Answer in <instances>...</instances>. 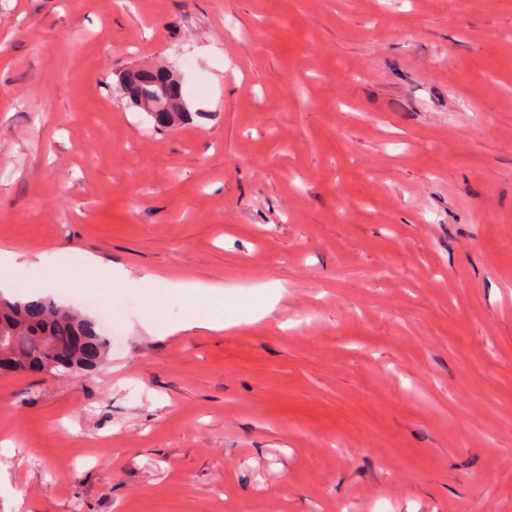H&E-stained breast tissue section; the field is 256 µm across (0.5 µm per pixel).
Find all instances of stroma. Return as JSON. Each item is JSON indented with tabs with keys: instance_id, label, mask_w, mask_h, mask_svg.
<instances>
[{
	"instance_id": "stroma-1",
	"label": "stroma",
	"mask_w": 512,
	"mask_h": 512,
	"mask_svg": "<svg viewBox=\"0 0 512 512\" xmlns=\"http://www.w3.org/2000/svg\"><path fill=\"white\" fill-rule=\"evenodd\" d=\"M0 249L112 309L0 372V512H512V0H0ZM169 73L172 81L176 83H180L179 81H182L179 72L175 74L171 69H169ZM171 80L169 79L167 72L163 70L147 73L141 79V82L137 87V93L155 97L161 103H165L169 99H184L181 87ZM158 100L147 97L139 100V104L145 112H156L155 115L148 113L154 120L156 126L169 127L173 125L174 122L172 115L176 117V123L183 121L187 117L188 112H162L164 109L161 108V104ZM177 289L183 292L184 299L188 302L194 300L197 294H208L216 305L218 311L224 308V290L219 288H210L201 284H182Z\"/></svg>"
}]
</instances>
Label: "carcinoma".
Instances as JSON below:
<instances>
[{
  "label": "carcinoma",
  "mask_w": 512,
  "mask_h": 512,
  "mask_svg": "<svg viewBox=\"0 0 512 512\" xmlns=\"http://www.w3.org/2000/svg\"><path fill=\"white\" fill-rule=\"evenodd\" d=\"M137 93L165 103L183 97L182 89L169 79L167 72L154 71L143 76ZM0 326L17 330L12 345L20 362L37 361L43 354V337H51L75 369H88L101 361L107 351V338L97 321L51 299L23 300L0 295Z\"/></svg>",
  "instance_id": "1"
}]
</instances>
